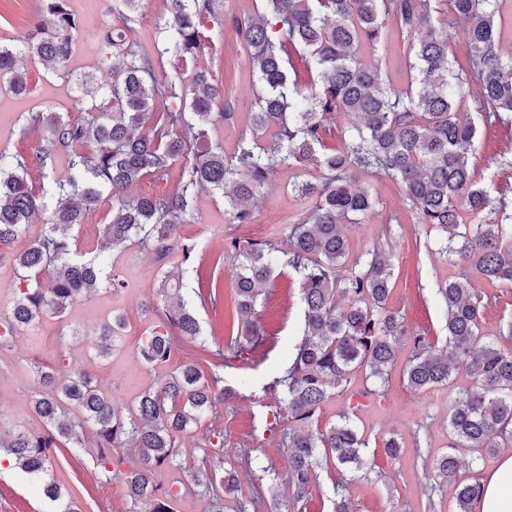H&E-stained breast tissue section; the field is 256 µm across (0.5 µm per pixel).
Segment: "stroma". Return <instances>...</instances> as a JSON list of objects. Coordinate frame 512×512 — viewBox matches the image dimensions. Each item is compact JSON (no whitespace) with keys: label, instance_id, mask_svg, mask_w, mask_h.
<instances>
[{"label":"stroma","instance_id":"obj_1","mask_svg":"<svg viewBox=\"0 0 512 512\" xmlns=\"http://www.w3.org/2000/svg\"><path fill=\"white\" fill-rule=\"evenodd\" d=\"M40 6V0H0V15L5 18L0 24V39L24 36L35 23ZM68 7L78 22L68 73L48 71L37 58L27 56L18 67L27 74L30 93L17 95L6 84H0V152L33 159L35 135L28 129L32 113H58L72 120L79 117L73 107L72 78L98 73L104 56L98 32L104 23L112 22L113 16L108 11H94L87 0H68ZM245 57V49L229 28L224 31L223 41L201 57L215 81L223 85L225 96L235 100L238 112L244 115L255 109L254 80ZM469 117L477 128L470 162L478 184L491 197L512 207V115L501 121L473 111ZM307 177L302 168L274 175L248 224L229 223L220 194H200L193 203L192 221L180 228L181 236L196 245V271L210 269L227 239L270 238L291 216L303 213V202L287 184ZM360 183L370 188L376 205L357 223L344 225L351 253L384 247L394 265L389 309L399 313L409 328L424 330L432 344L443 347L447 330L437 289L442 282L457 277L458 272L439 252V231L419 223L401 187L388 176L369 175ZM106 258L108 271L119 275L125 288L117 293H93L63 316H48L36 326L20 329L12 346L0 351V422L5 426L32 432L42 429L30 404L35 389L31 364L43 365L62 378L75 371L91 372L113 404L125 408L140 393L158 386L168 374L190 361V354L179 349L168 361L149 365L139 358L137 347L153 324L152 318L143 314L142 305L158 302L162 277L181 279L183 297L197 304L196 271L187 272L179 253H171L158 263L135 243L122 251H107ZM471 285L490 296L482 312V334L496 340L503 352H512V341L499 334L500 326L512 320V282L490 284L476 276ZM118 314L125 319L120 344L111 356L96 358L89 343ZM303 319L298 276L290 270L275 273L259 317L270 336L254 362L225 368L224 384L233 388L236 396L216 404L207 419L209 425L224 432L221 468L235 470L239 479L235 496L224 502V512H254L250 502L252 485H266L273 478L286 476L288 460L277 437L266 428L270 407L276 401L269 384L290 363ZM470 385L466 370L461 368L448 387L415 391L396 377L385 395L377 397L367 394L365 383L358 379L352 395H335L326 401L319 418L323 425L336 421L351 401H359L357 424L376 444L369 457L371 474L354 475L347 483L354 512H452L451 487H443L441 495L431 496L434 475L426 464L447 451L448 405ZM200 436L197 430L182 436L183 453L177 465L164 468L156 476L166 488L181 484L173 503L175 512H206L208 507L207 501L189 490ZM386 436L403 441L405 452L400 458H388L379 448V441ZM95 456L92 448L78 456L60 448L52 475L69 489L81 512H129L131 502L123 484L105 481L93 465ZM0 512H54V506L43 497L33 478L14 470L0 475Z\"/></svg>","mask_w":512,"mask_h":512}]
</instances>
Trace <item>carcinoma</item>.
Returning a JSON list of instances; mask_svg holds the SVG:
<instances>
[{"label":"carcinoma","mask_w":512,"mask_h":512,"mask_svg":"<svg viewBox=\"0 0 512 512\" xmlns=\"http://www.w3.org/2000/svg\"><path fill=\"white\" fill-rule=\"evenodd\" d=\"M116 2L119 22L101 28L99 39L122 63L98 82L99 99L90 104L76 99L82 112L76 121L59 114L31 116L40 133V192L28 182L26 158L0 153V258L27 225L45 224L40 237L10 253L23 274L13 306L0 314V350L18 329L45 316H62L103 286L114 292L124 287L118 276L104 272L103 258L72 249V229L83 223L84 210L104 197L111 203L106 248L136 242L160 262L178 251L189 269L196 246L181 240L178 226L191 222L199 193L224 195L230 223L248 224L272 174L298 165L319 172L290 184L311 208L286 226L287 248L274 238L234 237L215 259L204 280L207 291L200 295L215 311L221 304L216 270L228 257L240 264L227 346L207 347L196 310L184 302L180 288L160 285L161 300L152 307L154 327L138 355L162 363L175 350H201L209 371L186 362L142 393L132 408L121 409L92 373L59 381L54 372L34 365L31 403L44 431L0 435V457L37 478L55 512H81L51 477L54 456L65 446L74 453L98 448L96 465L105 480H123L130 512H173L174 496L155 474L180 456V436L231 396L220 386V370L234 360L251 362L265 341L257 316L279 266L299 275L305 318L293 361L272 385L281 392L278 402L288 416L278 439L288 458V508L304 512L308 507L317 479L316 449L353 472L367 468L369 442L355 427L356 412L349 408L321 427V406L330 395L348 392L363 368L371 392L384 394L401 337L408 336L411 354L402 381L409 388H446L460 363L472 380L448 408L449 451L434 458L431 468L441 483L453 486L455 512H474L480 483L460 478L455 451L466 447L494 454L504 442L512 444V352L482 339L487 294L468 283L472 271L489 283L512 281V230L506 224L512 216L499 214L506 207L494 206L473 179L476 127L461 111L471 98L485 112L512 113V58L498 53L497 0H262V13L243 17L224 15L216 0H171L153 54L134 38L143 0ZM41 8L47 22L34 24L22 38L0 42V76H8L16 94L27 85L16 67L20 56L36 57L56 72L65 71L70 58L77 23L67 0H42ZM388 19L413 52L407 86L399 90L379 68L363 62L364 54L377 52ZM461 21L469 44L462 61L448 53L451 29ZM227 24L245 44L260 84L248 130L230 153L212 132L220 123H235L237 115L198 62L209 42L224 37ZM170 53L183 65L167 71L164 58ZM299 62L312 74L303 87L293 79ZM473 83L479 92L472 98ZM337 112H350L358 122L340 150L323 153L326 123ZM61 161L67 169L63 177L57 175ZM363 174H384L400 185L419 223L441 233V251L458 270L457 279L438 288L448 331L441 350L386 308L393 278L390 254L376 247L349 259L341 226L375 205L369 190L358 186ZM145 180L166 181L169 188L143 197L126 194ZM465 214L479 222L464 223ZM123 328V317H113L94 340L99 356L110 354ZM204 445L197 467L203 478L193 482L210 502L209 512H224V495L236 491L237 478L234 471L221 475L213 466V459L223 456L222 430H207ZM128 447L137 461L123 471L118 450Z\"/></svg>","instance_id":"obj_1"}]
</instances>
